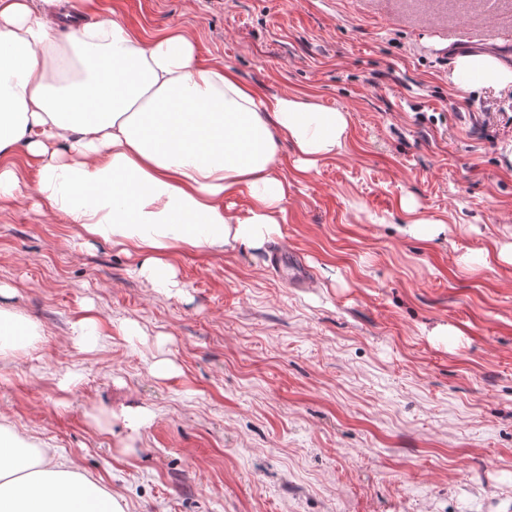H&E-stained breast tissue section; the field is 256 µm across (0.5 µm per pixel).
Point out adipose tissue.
<instances>
[{"label": "adipose tissue", "mask_w": 512, "mask_h": 512, "mask_svg": "<svg viewBox=\"0 0 512 512\" xmlns=\"http://www.w3.org/2000/svg\"><path fill=\"white\" fill-rule=\"evenodd\" d=\"M95 0H0V198L22 193L16 162L39 163L37 191L92 239L122 246L134 272L175 287L172 252L262 248L286 221L288 141L307 175L345 146L349 116L290 94L263 96L202 60L182 29L145 42L119 15L87 22ZM460 90L511 87L512 66L456 58ZM241 198L244 214L226 201ZM37 324L0 306V359ZM0 512H126L125 502L0 422Z\"/></svg>", "instance_id": "adipose-tissue-1"}]
</instances>
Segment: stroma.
Instances as JSON below:
<instances>
[{
    "label": "stroma",
    "instance_id": "obj_1",
    "mask_svg": "<svg viewBox=\"0 0 512 512\" xmlns=\"http://www.w3.org/2000/svg\"><path fill=\"white\" fill-rule=\"evenodd\" d=\"M106 4L146 38L182 27L260 94L349 113L347 141L303 177L281 142L278 235L176 250L167 293L39 203L22 160L26 193L0 199V285L42 335L0 360V417L127 512H512V264L496 259L512 244V91L448 80L449 44L475 31L512 65V0ZM406 199L444 233H400ZM479 253L490 265H462ZM89 306L107 334L85 351L72 325ZM163 357L175 370L158 378ZM124 405L154 417L130 433Z\"/></svg>",
    "mask_w": 512,
    "mask_h": 512
}]
</instances>
